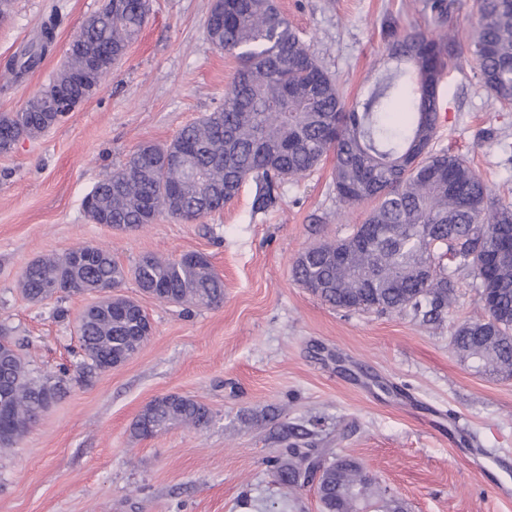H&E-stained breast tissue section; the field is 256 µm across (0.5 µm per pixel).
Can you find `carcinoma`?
Here are the masks:
<instances>
[{
	"instance_id": "1",
	"label": "carcinoma",
	"mask_w": 512,
	"mask_h": 512,
	"mask_svg": "<svg viewBox=\"0 0 512 512\" xmlns=\"http://www.w3.org/2000/svg\"><path fill=\"white\" fill-rule=\"evenodd\" d=\"M477 20L465 47L447 23L454 0H431V31L401 33L386 25L394 66L368 98L347 106L337 80L294 31L276 0H220L206 20L208 40L236 55L239 68L224 103L184 126L167 145L144 144L83 199L88 217L118 230H136L161 215L195 221L221 209L244 182H257L258 207L272 204L281 185L335 157L332 183L340 203L374 202L364 223L334 242L304 250L295 280L324 303L358 311H404L426 322L442 319L455 281L444 260L476 280L481 317L453 331L451 343L477 371L512 378V256L490 254L512 239V202L493 200L492 190L461 156L430 149L436 135L437 85L467 53L479 82L503 106H512V0H475ZM149 0H117L97 12L96 25L69 44L66 61L19 112L0 113L3 147L53 126L84 100L75 83L84 60H117L142 30ZM57 26L42 25V41L13 62L19 75L37 66ZM132 278L160 301L216 307L224 282L206 255L191 252L168 260L143 256L127 269L112 252L85 244L59 258L38 259L22 275L32 301L54 294L115 291L112 303L79 322V349L90 367L105 371L147 341L148 316L136 301L116 293ZM0 357V445L15 446L60 396L61 380L31 377L15 343ZM212 419L203 403L184 395L151 400L132 424L137 438L175 425L195 428ZM280 485L296 490L316 484L322 512H405L356 459L326 448L300 451L297 442L267 459Z\"/></svg>"
}]
</instances>
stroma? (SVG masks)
<instances>
[{"label": "stroma", "instance_id": "stroma-1", "mask_svg": "<svg viewBox=\"0 0 512 512\" xmlns=\"http://www.w3.org/2000/svg\"><path fill=\"white\" fill-rule=\"evenodd\" d=\"M212 0H150L148 21L125 56L66 119L0 154V324L12 330L35 378L63 377L65 394L17 447L0 450V512H320L314 486L285 495L266 466L283 453V426L311 430L308 445L360 461L407 512H512L493 487H512V379L478 373L451 345L455 326L479 314L476 283L459 273L438 325L409 313L344 310L292 276L306 248L349 235L369 204L345 207L333 157L286 181L273 207L257 209L246 181L224 209L196 221L160 216L121 232L86 216L84 197L143 143L165 144L224 100L237 60L212 45ZM299 37L340 84L363 101L390 67L385 27L426 30L427 0H277ZM101 0H13L0 22V112L21 110L57 72L73 35ZM49 52L20 78L8 62L49 16ZM446 119L432 147L466 159L496 198L512 201V109L479 84L468 57L442 84ZM92 243L129 267L146 254L209 257L224 281L210 309L169 304L127 280L153 331L138 353L89 371L77 320L93 294L33 302L21 273ZM189 395L213 418L154 437L131 426L144 404ZM440 410L438 424L426 418ZM467 426L479 464L454 444Z\"/></svg>", "mask_w": 512, "mask_h": 512}]
</instances>
